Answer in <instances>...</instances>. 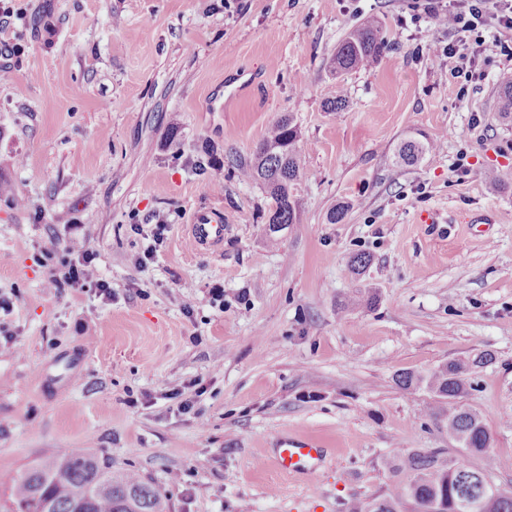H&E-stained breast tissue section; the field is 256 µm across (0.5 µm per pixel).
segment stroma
<instances>
[{"label":"stroma","instance_id":"1","mask_svg":"<svg viewBox=\"0 0 512 512\" xmlns=\"http://www.w3.org/2000/svg\"><path fill=\"white\" fill-rule=\"evenodd\" d=\"M416 2L13 0L0 180L25 204L0 197V472L86 448L170 512H346L393 491L401 453L455 446L398 376L488 353L460 402L492 434L494 480L512 481V61L463 82L431 50L448 30L410 23ZM368 19L389 50L335 75ZM288 113L312 176L271 239L270 197L228 161ZM408 139L438 148L404 166ZM199 212L222 221V249L189 239ZM76 231L111 300L50 286ZM354 294L376 302L340 310ZM296 439L324 448L316 476L271 463Z\"/></svg>","mask_w":512,"mask_h":512}]
</instances>
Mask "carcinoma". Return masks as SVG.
Wrapping results in <instances>:
<instances>
[{"label": "carcinoma", "mask_w": 512, "mask_h": 512, "mask_svg": "<svg viewBox=\"0 0 512 512\" xmlns=\"http://www.w3.org/2000/svg\"><path fill=\"white\" fill-rule=\"evenodd\" d=\"M389 49L380 23L368 21L351 32L336 47V73L366 68ZM300 130L291 115L279 118L259 143L252 157L235 164L237 177L263 185L274 201L259 216L269 234L298 221L292 190L307 178L305 157L299 147ZM437 148L433 141H404L399 160L413 165L423 154ZM492 360L483 354L472 361L450 362L426 375L403 373L398 377L404 389L425 387L433 397L426 416L448 427L458 444L456 456L443 459V449H413L401 454L394 473H403L392 494L375 496L361 503L355 512H512V483L485 485L480 476L490 474L475 468L473 457L490 459L492 435L483 418L463 407L457 398L469 385L471 369ZM9 512H169L165 496L138 474L112 471V459L86 448H73L62 457L39 463L21 476H8Z\"/></svg>", "instance_id": "1"}]
</instances>
